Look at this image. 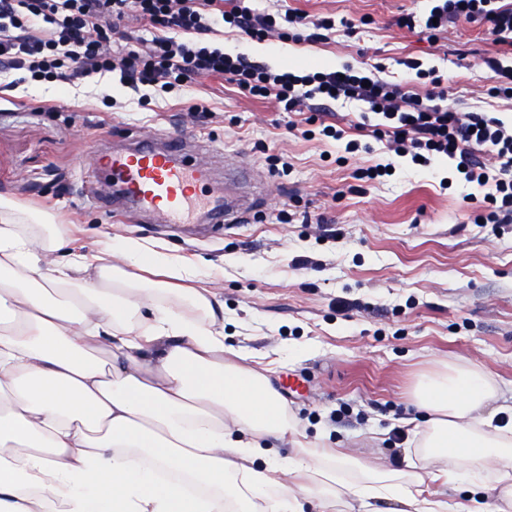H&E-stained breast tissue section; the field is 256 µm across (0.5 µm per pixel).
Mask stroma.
Returning a JSON list of instances; mask_svg holds the SVG:
<instances>
[{
	"label": "stroma",
	"instance_id": "stroma-1",
	"mask_svg": "<svg viewBox=\"0 0 512 512\" xmlns=\"http://www.w3.org/2000/svg\"><path fill=\"white\" fill-rule=\"evenodd\" d=\"M254 5L349 25L314 42L228 33L226 49L281 70L376 68L423 93L405 65L415 59L442 76L450 109L512 121V103L488 95L485 61L501 48L485 26L461 20L433 41L398 26L401 15L425 12L426 0ZM48 99L56 111H41ZM361 110L337 104L325 117L359 142L348 153L343 142L303 137L313 103L285 112L225 78L136 91L107 76L79 86L21 81L0 88V196L71 225L88 255L106 238L136 237L208 269L220 280L225 345L255 357L308 438L324 433L395 467L412 446L414 387L438 364L465 359L512 388V224L467 222L462 189L439 186L443 160L429 170L398 157L382 182L358 180L360 169L389 159L358 129ZM169 134L185 135L186 150L218 168H255L262 197L242 223L198 232L88 204L98 188L93 143Z\"/></svg>",
	"mask_w": 512,
	"mask_h": 512
}]
</instances>
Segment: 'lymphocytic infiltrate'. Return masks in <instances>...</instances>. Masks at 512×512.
Returning <instances> with one entry per match:
<instances>
[{"mask_svg":"<svg viewBox=\"0 0 512 512\" xmlns=\"http://www.w3.org/2000/svg\"><path fill=\"white\" fill-rule=\"evenodd\" d=\"M144 23L121 57L112 54V36L129 19ZM487 25L496 41L512 43V0H431L423 17L400 16V26L421 28L435 38L448 23ZM248 0H0V74L15 70L36 82H76L109 74L126 86H189L204 76H224L250 95L275 97L291 112L306 100L367 104L377 110L376 128L387 148L412 163L448 157L457 163L451 182L484 187V197L466 195L477 205L472 221L512 223V126L484 112H455L434 95L417 93L343 66L336 71L297 74L275 71L245 53L225 50L214 40L231 30L261 39L276 27ZM496 166H488L485 156Z\"/></svg>","mask_w":512,"mask_h":512,"instance_id":"obj_1","label":"lymphocytic infiltrate"}]
</instances>
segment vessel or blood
<instances>
[{
  "label": "vessel or blood",
  "mask_w": 512,
  "mask_h": 512,
  "mask_svg": "<svg viewBox=\"0 0 512 512\" xmlns=\"http://www.w3.org/2000/svg\"><path fill=\"white\" fill-rule=\"evenodd\" d=\"M98 178L113 186L97 201H111L113 215L124 205L161 224L189 223L195 211L219 224H237L252 204L224 192L211 169L189 157L178 138H142L128 147L98 152Z\"/></svg>",
  "instance_id": "1"
}]
</instances>
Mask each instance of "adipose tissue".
Wrapping results in <instances>:
<instances>
[{
	"label": "adipose tissue",
	"instance_id": "1",
	"mask_svg": "<svg viewBox=\"0 0 512 512\" xmlns=\"http://www.w3.org/2000/svg\"><path fill=\"white\" fill-rule=\"evenodd\" d=\"M69 227L0 197V512H512V411L466 361L424 375L400 468L299 435L285 399L224 344L223 302L143 239L69 248ZM495 496H488V488Z\"/></svg>",
	"mask_w": 512,
	"mask_h": 512
}]
</instances>
